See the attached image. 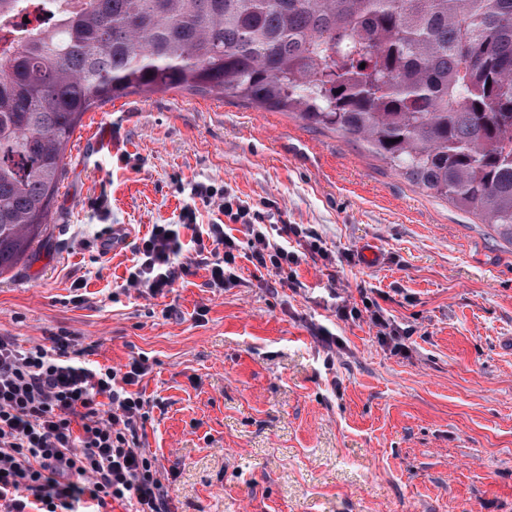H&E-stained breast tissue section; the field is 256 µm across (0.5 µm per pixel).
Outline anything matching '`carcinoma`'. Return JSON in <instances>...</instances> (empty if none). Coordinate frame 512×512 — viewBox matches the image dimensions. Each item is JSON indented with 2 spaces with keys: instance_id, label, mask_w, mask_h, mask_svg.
Instances as JSON below:
<instances>
[{
  "instance_id": "1",
  "label": "carcinoma",
  "mask_w": 512,
  "mask_h": 512,
  "mask_svg": "<svg viewBox=\"0 0 512 512\" xmlns=\"http://www.w3.org/2000/svg\"><path fill=\"white\" fill-rule=\"evenodd\" d=\"M0 57V276L89 110L186 89L296 113L512 242V0H84Z\"/></svg>"
}]
</instances>
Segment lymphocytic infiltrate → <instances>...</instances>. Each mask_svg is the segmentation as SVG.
<instances>
[{"label":"lymphocytic infiltrate","instance_id":"obj_1","mask_svg":"<svg viewBox=\"0 0 512 512\" xmlns=\"http://www.w3.org/2000/svg\"><path fill=\"white\" fill-rule=\"evenodd\" d=\"M226 221L200 224L186 210L180 224H156L135 246L127 288L163 294L200 267L209 287L237 283V260L276 275L301 253L322 254L319 239L298 224L266 223L260 211L228 191L197 190ZM294 235L301 251L280 236ZM50 346L29 348L0 336V512H170L169 491L156 455L146 452V425L154 404L138 386L144 358L125 368L91 363L88 349L68 334Z\"/></svg>","mask_w":512,"mask_h":512}]
</instances>
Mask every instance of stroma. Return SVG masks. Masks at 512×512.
<instances>
[{
  "label": "stroma",
  "instance_id": "35a3bbf8",
  "mask_svg": "<svg viewBox=\"0 0 512 512\" xmlns=\"http://www.w3.org/2000/svg\"><path fill=\"white\" fill-rule=\"evenodd\" d=\"M64 163L46 234L0 277V336L62 330L105 365L147 358L172 512H512V243L493 226L358 142L214 93L91 109ZM199 186L303 225L327 259L301 258L284 287L241 258L232 288L201 267L156 297L125 290L153 225L188 207L216 222ZM365 298L408 329L404 352L369 314L337 317Z\"/></svg>",
  "mask_w": 512,
  "mask_h": 512
}]
</instances>
